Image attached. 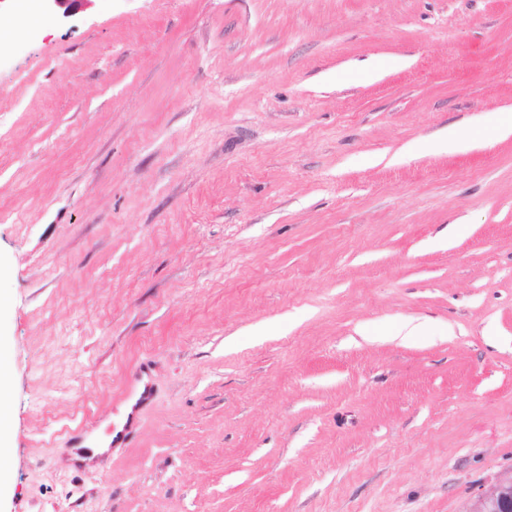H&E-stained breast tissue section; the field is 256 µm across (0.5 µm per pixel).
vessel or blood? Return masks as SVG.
<instances>
[{
    "instance_id": "vessel-or-blood-1",
    "label": "vessel or blood",
    "mask_w": 512,
    "mask_h": 512,
    "mask_svg": "<svg viewBox=\"0 0 512 512\" xmlns=\"http://www.w3.org/2000/svg\"><path fill=\"white\" fill-rule=\"evenodd\" d=\"M154 403V385L149 363H141L127 381L119 402L101 409L90 431L70 436L68 445L83 448L90 435H97L103 448H123L137 436L146 410Z\"/></svg>"
}]
</instances>
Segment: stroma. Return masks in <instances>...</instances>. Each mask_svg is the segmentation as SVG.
<instances>
[{"label": "stroma", "mask_w": 512, "mask_h": 512, "mask_svg": "<svg viewBox=\"0 0 512 512\" xmlns=\"http://www.w3.org/2000/svg\"><path fill=\"white\" fill-rule=\"evenodd\" d=\"M509 108L512 0L0 36V512H470L512 477ZM144 359L138 439L77 467Z\"/></svg>", "instance_id": "stroma-1"}]
</instances>
